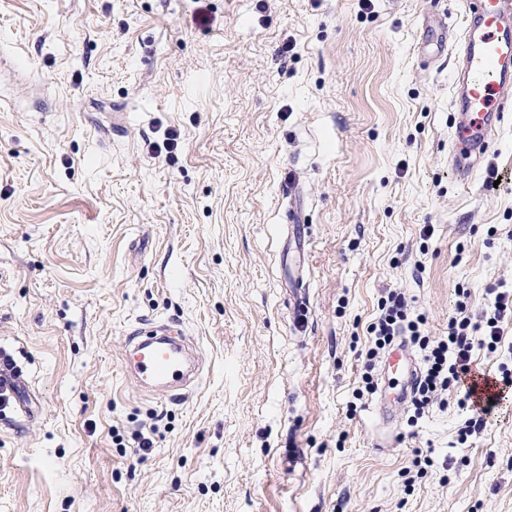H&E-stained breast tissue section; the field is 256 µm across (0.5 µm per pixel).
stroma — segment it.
Listing matches in <instances>:
<instances>
[{
  "label": "stroma",
  "instance_id": "1",
  "mask_svg": "<svg viewBox=\"0 0 512 512\" xmlns=\"http://www.w3.org/2000/svg\"><path fill=\"white\" fill-rule=\"evenodd\" d=\"M463 16L0 0V350L29 391L0 512H512V396L467 435L457 390L386 415L363 382L389 292L435 342L512 287V111L453 165ZM174 323L201 362L177 400L121 371ZM500 327L472 334L494 377Z\"/></svg>",
  "mask_w": 512,
  "mask_h": 512
}]
</instances>
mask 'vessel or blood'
I'll return each mask as SVG.
<instances>
[{
  "label": "vessel or blood",
  "instance_id": "b4317fda",
  "mask_svg": "<svg viewBox=\"0 0 512 512\" xmlns=\"http://www.w3.org/2000/svg\"><path fill=\"white\" fill-rule=\"evenodd\" d=\"M453 83L463 114L457 126L454 164L461 174L475 166L476 150L499 128L512 108V0H473L464 12L461 37L455 46ZM189 348L178 330L145 334L122 360V370L169 396H177L190 376ZM387 371L412 381L413 366L405 347L388 356Z\"/></svg>",
  "mask_w": 512,
  "mask_h": 512
}]
</instances>
